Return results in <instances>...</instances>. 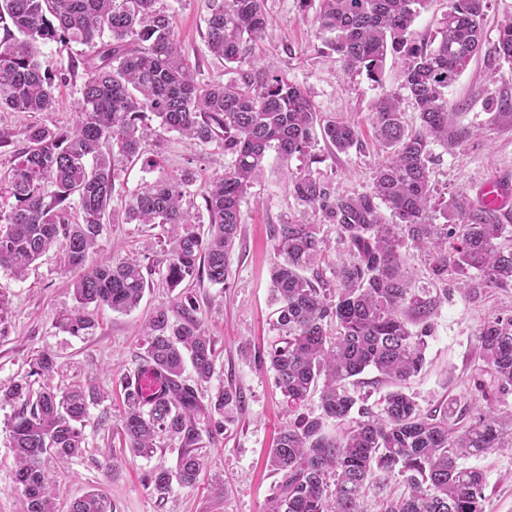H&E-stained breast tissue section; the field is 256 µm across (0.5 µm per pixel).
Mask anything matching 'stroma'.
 <instances>
[{
  "mask_svg": "<svg viewBox=\"0 0 512 512\" xmlns=\"http://www.w3.org/2000/svg\"><path fill=\"white\" fill-rule=\"evenodd\" d=\"M162 3L173 14L181 51L197 81L212 84L231 79L223 61L207 47L210 0ZM265 7L268 25L255 45V55L262 66L287 71L289 78L309 93L322 117L343 118L360 127L361 146L341 153L320 142L315 152L321 158L319 170L336 192L367 191L375 165L386 154L372 127L378 99L385 94L398 96L405 123L413 124L416 119L413 102L402 86L403 59L387 58L381 84H373L365 74L345 73L334 64L317 32L319 0H266ZM83 81L80 69L56 80L55 111L0 112V133L15 136L31 123L71 125ZM448 96L465 102L459 121L475 129L476 135L453 151L435 147L433 184L439 194L463 191L477 200L482 198L486 182L498 177L512 179V119L500 117L490 103L494 97L512 98V64L497 65L488 56H480L449 89ZM145 122L155 132L143 144L144 155L155 159L157 165L149 169L135 162L118 170L112 199L115 210H122L127 197L156 179L191 171L202 183L223 174L231 163L219 142L193 144L178 133L160 129L155 117H146ZM302 165L301 159L284 163L275 152H268L260 177L241 202L243 225L230 256L226 286L204 280L189 290L216 353L215 374L200 388V399L208 400L218 387L232 384L241 388L246 400L223 436L199 443L204 465L197 483L174 487L164 501L151 494L144 476L156 467H173L179 441L161 438L151 456L127 458L112 474L107 468L113 455L121 454L125 446L121 381L134 372L145 351L139 327L155 308L175 304L177 291L167 288L155 273L136 310L121 314L105 307H87L85 313L95 327L86 335L74 336L61 323L76 306L71 288L75 273L61 264L57 250L33 263L24 279L0 272V288L12 299L8 332L0 336V385L24 376L31 355L48 349L59 364L54 387L62 390L90 379L105 396L90 409L82 454L58 475L59 512H67L74 498L98 488L114 503L116 512H267L268 500L281 480L268 464L269 451L281 427L298 409L275 386L266 361V353L277 339L269 277L275 247L271 231L273 225L298 219L309 224L321 221L320 214L301 205L288 191L290 172ZM165 247L161 228L112 223L105 225L97 245L103 255H134L147 267L159 264ZM510 313L512 288L487 289L476 301L455 290L439 305L432 317L434 332L428 341L426 366L409 383V391L422 409L474 398L470 379L481 365L476 336L485 321ZM14 411L13 404L0 402V512H23L22 498L14 490L15 460L5 431ZM460 463L482 471L485 512H512V448L467 455Z\"/></svg>",
  "mask_w": 512,
  "mask_h": 512,
  "instance_id": "stroma-1",
  "label": "stroma"
}]
</instances>
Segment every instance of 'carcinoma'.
<instances>
[{
	"mask_svg": "<svg viewBox=\"0 0 512 512\" xmlns=\"http://www.w3.org/2000/svg\"><path fill=\"white\" fill-rule=\"evenodd\" d=\"M265 0H211L210 52L236 77L197 83L175 39L172 16L160 0H0V112H53L54 75L42 70L41 46L77 42L92 55L76 118L69 127L37 123L14 141L13 165L0 177V269L15 278L47 251L59 248L63 265L78 272L73 292L80 308L66 328L79 336L93 327L81 309L93 304L128 313L142 300L147 280L137 259L97 258L104 226L116 221L168 227L162 277L171 288L207 279L226 285L229 259L241 229V201L273 149L285 162L307 157L290 173L288 190L333 226L344 254L334 281L317 269L327 244L317 224L289 222L273 229L271 266L278 303L279 339L268 352L274 381L295 405L319 395L321 413L298 414L280 431L269 466L282 475L270 512H367L366 497L378 471H398L408 495L383 501L381 512H484L485 479L462 467L460 456L500 448L512 436V414L498 396L512 391V314L485 322L476 336L483 366L473 375L477 392L468 406L448 403L423 411L404 390L425 363L430 319L448 299V286L478 300L488 288H512V225L497 210L465 192L446 198L435 191L432 146L453 150L476 136L457 121L448 98L485 42L489 0H448L438 36L419 45L409 30L433 0H320L317 30L343 70L363 71L381 82L388 56L406 58L403 85L418 112L401 120L399 100L383 96L373 121L387 158L378 163L369 190L340 194L313 170L316 132L338 152L360 144L354 125L322 121L308 93L285 72H269L251 60L250 43L266 26ZM491 61L512 63V17L498 29ZM197 144L222 142L232 157L224 174L199 190L208 214L205 232L185 207L194 176L145 185L112 211L118 169L143 160L150 128ZM390 210L386 219L381 206ZM418 252L426 281L414 277L407 254ZM145 355L137 370L163 379L161 393L145 398L123 378V431L133 457L154 453L156 440H181L176 467L151 471L148 487L164 500L173 485H195L203 462L195 445L214 440L235 422L243 392L220 388L207 404L198 385L215 373V347L202 328L192 297L161 307L143 327ZM191 365L194 379H184ZM30 370L3 388L0 400L20 403L6 430L16 460L14 487L24 512H57L56 476L49 460L65 464L82 452L90 406L104 396L89 385L58 391L33 388L31 377L49 379L56 357L36 352ZM372 368L395 389L378 410L357 406L350 379ZM336 423V433L326 422ZM68 512H111L101 490L71 503Z\"/></svg>",
	"mask_w": 512,
	"mask_h": 512,
	"instance_id": "carcinoma-1",
	"label": "carcinoma"
}]
</instances>
